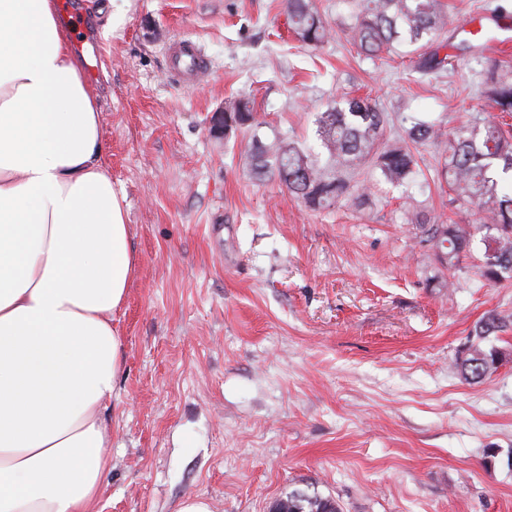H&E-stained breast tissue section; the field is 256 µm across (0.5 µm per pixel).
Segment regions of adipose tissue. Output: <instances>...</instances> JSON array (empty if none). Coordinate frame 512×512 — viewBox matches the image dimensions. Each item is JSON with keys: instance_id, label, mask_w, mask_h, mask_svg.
<instances>
[{"instance_id": "ef3b65f1", "label": "adipose tissue", "mask_w": 512, "mask_h": 512, "mask_svg": "<svg viewBox=\"0 0 512 512\" xmlns=\"http://www.w3.org/2000/svg\"><path fill=\"white\" fill-rule=\"evenodd\" d=\"M60 0H0V512H96L134 269Z\"/></svg>"}]
</instances>
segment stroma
<instances>
[{
    "instance_id": "35a3bbf8",
    "label": "stroma",
    "mask_w": 512,
    "mask_h": 512,
    "mask_svg": "<svg viewBox=\"0 0 512 512\" xmlns=\"http://www.w3.org/2000/svg\"><path fill=\"white\" fill-rule=\"evenodd\" d=\"M482 20L484 47L420 71L405 48L369 59L341 30L351 0H317L331 29L308 47L284 0H61L97 45L107 169L122 189L135 261L112 325L124 356L105 417L110 466L97 512H270L294 490L342 512H512V329L489 336L502 362L470 384L456 360L489 312L512 314V279L434 258L411 215L474 224L436 181L380 184L365 204L311 210L258 179L242 135L215 137L213 112L249 98L267 131L314 139L313 119L342 96L389 117L453 130L486 113L492 64L512 48L491 28L512 0H443ZM199 44L210 72L174 80L168 50Z\"/></svg>"
}]
</instances>
